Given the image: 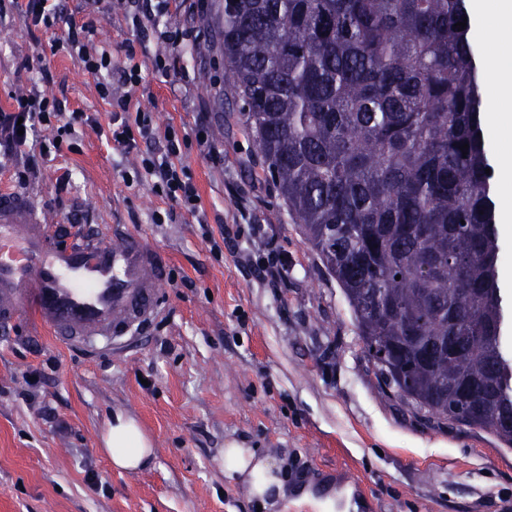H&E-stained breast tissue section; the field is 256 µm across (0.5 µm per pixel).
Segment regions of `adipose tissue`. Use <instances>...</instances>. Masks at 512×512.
<instances>
[{
  "mask_svg": "<svg viewBox=\"0 0 512 512\" xmlns=\"http://www.w3.org/2000/svg\"><path fill=\"white\" fill-rule=\"evenodd\" d=\"M494 88L491 114L498 131L512 137V58L490 57L487 61ZM102 442L115 469L135 473L154 459L150 437L139 423L123 413L115 414L102 436ZM224 475L228 479L247 480L252 498L266 512L287 508L288 504L306 502L314 512H336V497L315 494L309 484L289 485L283 464L257 456L238 443H228L224 450Z\"/></svg>",
  "mask_w": 512,
  "mask_h": 512,
  "instance_id": "obj_1",
  "label": "adipose tissue"
}]
</instances>
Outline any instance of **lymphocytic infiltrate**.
<instances>
[{"mask_svg":"<svg viewBox=\"0 0 512 512\" xmlns=\"http://www.w3.org/2000/svg\"><path fill=\"white\" fill-rule=\"evenodd\" d=\"M13 8L22 14L30 26L52 28L66 21L67 30L62 40L68 53L89 74L97 79L100 98L110 107L107 138L118 147L129 151L138 142H152L163 137L166 145L162 153L152 151L141 156V167L153 181L155 192L178 205L188 213L199 210L200 195L195 183L187 176L181 162V147L174 128L158 132L150 113L133 111L132 99L142 82V64L134 54H126L123 65H114L112 54L96 44L100 0H86L90 11L87 19H64L60 0H10ZM120 81L121 90H114L113 81ZM84 115L69 110L66 101L33 89L16 97L11 110H0V156L11 161L18 184H27L35 172L30 158L33 140L42 127H56L58 137L52 148H59L61 137L71 135L75 122Z\"/></svg>","mask_w":512,"mask_h":512,"instance_id":"obj_1","label":"lymphocytic infiltrate"}]
</instances>
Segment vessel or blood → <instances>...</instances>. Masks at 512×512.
<instances>
[{
	"instance_id": "1",
	"label": "vessel or blood",
	"mask_w": 512,
	"mask_h": 512,
	"mask_svg": "<svg viewBox=\"0 0 512 512\" xmlns=\"http://www.w3.org/2000/svg\"><path fill=\"white\" fill-rule=\"evenodd\" d=\"M168 269L162 252L123 225L100 240L60 244L32 199L0 194V324L27 312L62 343H129L154 316Z\"/></svg>"
}]
</instances>
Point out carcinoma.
I'll use <instances>...</instances> for the list:
<instances>
[{"label": "carcinoma", "mask_w": 512, "mask_h": 512, "mask_svg": "<svg viewBox=\"0 0 512 512\" xmlns=\"http://www.w3.org/2000/svg\"><path fill=\"white\" fill-rule=\"evenodd\" d=\"M222 12L224 85L379 387L512 448L481 64L472 23L454 27L466 0H224Z\"/></svg>", "instance_id": "cac0c4a2"}]
</instances>
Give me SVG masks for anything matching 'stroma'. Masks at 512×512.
I'll return each mask as SVG.
<instances>
[{
  "label": "stroma",
  "mask_w": 512,
  "mask_h": 512,
  "mask_svg": "<svg viewBox=\"0 0 512 512\" xmlns=\"http://www.w3.org/2000/svg\"><path fill=\"white\" fill-rule=\"evenodd\" d=\"M201 2L165 18L169 30L199 34L169 74L152 64L164 45L127 25L117 0L100 4L97 42L115 60L143 61L134 101L187 138L182 162L205 224L154 192L136 153L82 124L26 186L47 223L67 228L64 242L123 224L169 267L157 314L123 352L100 339L66 347L25 313L0 328V512H257L248 483L224 476L230 441L304 463L316 486L346 472L369 512H512V450L483 431L421 420L378 387L340 288L290 221L244 113L228 104L220 3ZM62 36L0 12V109L40 85L107 123L95 78L53 50ZM201 130L208 145L196 141ZM168 210L171 220L154 223ZM244 224L262 225V236L238 234ZM271 248L288 257L274 283L252 269ZM117 412L154 444L153 465L135 474L114 469L101 444Z\"/></svg>",
  "instance_id": "stroma-1"
}]
</instances>
